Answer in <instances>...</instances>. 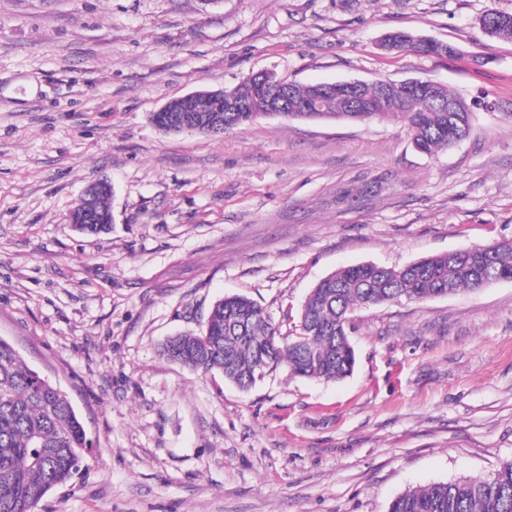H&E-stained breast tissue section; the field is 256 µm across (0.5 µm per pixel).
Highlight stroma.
I'll use <instances>...</instances> for the list:
<instances>
[{"label":"stroma","mask_w":512,"mask_h":512,"mask_svg":"<svg viewBox=\"0 0 512 512\" xmlns=\"http://www.w3.org/2000/svg\"><path fill=\"white\" fill-rule=\"evenodd\" d=\"M512 0H0V338L63 390L89 447L38 512H388L512 460V281L358 309L353 373L241 391L160 353L244 295L284 329L340 267L512 241ZM407 30L452 57L381 50ZM432 80L472 131L434 155L401 121H150L251 73ZM112 185V224L70 222ZM480 22L491 37H512V13L491 9L481 17ZM108 180L100 179L92 182L77 199V208H74L71 212L70 220L71 224H78L77 228L80 231L98 234L107 231L112 224V212L109 206V198L112 193V189L101 188L99 189L90 206V201L93 198L94 186L96 184H104ZM90 206L89 216L87 218L88 224H80L81 215L85 209Z\"/></svg>","instance_id":"1"}]
</instances>
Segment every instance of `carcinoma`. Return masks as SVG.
<instances>
[{"label": "carcinoma", "mask_w": 512, "mask_h": 512, "mask_svg": "<svg viewBox=\"0 0 512 512\" xmlns=\"http://www.w3.org/2000/svg\"><path fill=\"white\" fill-rule=\"evenodd\" d=\"M491 37H512V13L495 9L480 19ZM404 51L447 56L456 47L432 40L412 42ZM374 105L354 113L353 121L394 117L405 124L416 150L434 154L454 144L448 136L450 113L438 112L419 97L402 98L397 88L383 100L365 88ZM199 120L224 118V130L253 121L248 112L224 111V97L200 94L192 100ZM341 94L323 99L312 115L281 112L287 119H346ZM112 190L99 189L87 223L78 229L98 234L109 229ZM479 263L451 252L400 268L373 263L351 265L322 278L312 288L298 324L288 335L255 301L226 296L212 307L206 328L168 339L162 354L194 371L219 374L242 390L260 377L282 370L289 377L336 381L352 374L355 350L349 340L352 314L359 307L424 302L457 291L477 292L512 280V242L479 246ZM84 426L70 400L49 379L30 368L16 349L0 338V512H36L55 487L77 471L87 448ZM388 512H512V460L491 476L435 482L397 496Z\"/></svg>", "instance_id": "carcinoma-1"}]
</instances>
